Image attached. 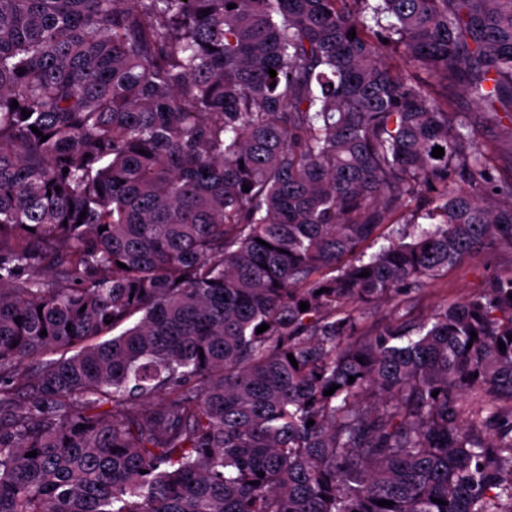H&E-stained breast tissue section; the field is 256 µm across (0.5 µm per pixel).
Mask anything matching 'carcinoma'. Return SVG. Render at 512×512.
Listing matches in <instances>:
<instances>
[{
	"label": "carcinoma",
	"mask_w": 512,
	"mask_h": 512,
	"mask_svg": "<svg viewBox=\"0 0 512 512\" xmlns=\"http://www.w3.org/2000/svg\"><path fill=\"white\" fill-rule=\"evenodd\" d=\"M479 117L512 0H0V512H512V267L356 315L512 248ZM512 266V250L497 242L489 244L461 262L448 268L438 279L407 297H397L387 303L362 306V326L367 333H374L394 317L397 308L400 316L411 322H422L430 317L437 306L451 303L480 292L486 282L501 270ZM404 301V304L400 300Z\"/></svg>",
	"instance_id": "carcinoma-1"
}]
</instances>
